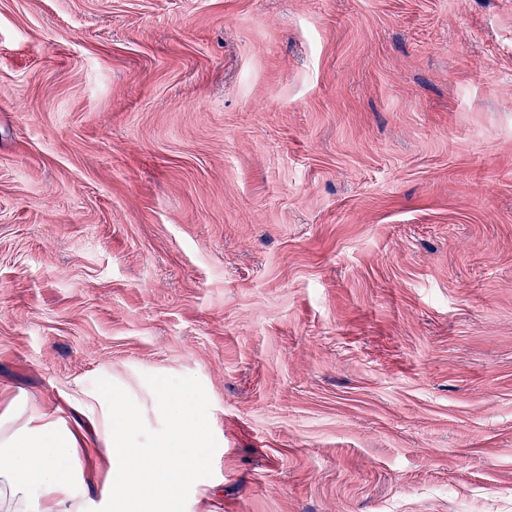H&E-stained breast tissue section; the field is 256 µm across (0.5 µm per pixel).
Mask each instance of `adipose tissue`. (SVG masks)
<instances>
[{"label": "adipose tissue", "instance_id": "1", "mask_svg": "<svg viewBox=\"0 0 512 512\" xmlns=\"http://www.w3.org/2000/svg\"><path fill=\"white\" fill-rule=\"evenodd\" d=\"M107 408L81 403L80 411L94 428L86 437L82 427H61L37 407L11 400L0 414V512H86L85 500L72 488L82 480L78 441L104 449L108 480L122 488L113 498L112 512H165L186 478L205 466L202 446L206 433L189 408L170 413L163 436L141 441L129 422L120 396L107 397ZM178 464H171V457ZM159 489L160 497L144 493V483Z\"/></svg>", "mask_w": 512, "mask_h": 512}]
</instances>
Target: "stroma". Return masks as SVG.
<instances>
[{
	"instance_id": "stroma-1",
	"label": "stroma",
	"mask_w": 512,
	"mask_h": 512,
	"mask_svg": "<svg viewBox=\"0 0 512 512\" xmlns=\"http://www.w3.org/2000/svg\"><path fill=\"white\" fill-rule=\"evenodd\" d=\"M176 380L173 512H512V0H0V409Z\"/></svg>"
}]
</instances>
